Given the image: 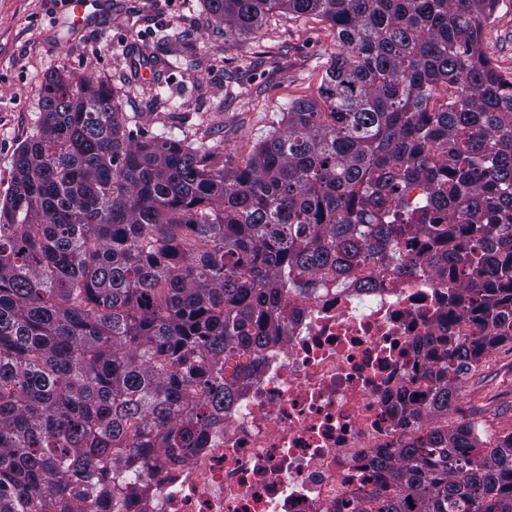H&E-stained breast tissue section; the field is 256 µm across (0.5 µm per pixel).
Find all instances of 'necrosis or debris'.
Returning <instances> with one entry per match:
<instances>
[{
    "label": "necrosis or debris",
    "mask_w": 512,
    "mask_h": 512,
    "mask_svg": "<svg viewBox=\"0 0 512 512\" xmlns=\"http://www.w3.org/2000/svg\"><path fill=\"white\" fill-rule=\"evenodd\" d=\"M339 280L289 289L288 323L235 383L197 448L138 460L117 512H376L388 482L379 453L419 426L448 428L431 402L446 337L481 324L462 309L463 278L437 272L421 234Z\"/></svg>",
    "instance_id": "1"
}]
</instances>
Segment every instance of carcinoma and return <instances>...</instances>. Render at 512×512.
<instances>
[{
	"label": "carcinoma",
	"instance_id": "1",
	"mask_svg": "<svg viewBox=\"0 0 512 512\" xmlns=\"http://www.w3.org/2000/svg\"><path fill=\"white\" fill-rule=\"evenodd\" d=\"M499 2L203 0L235 31L314 15L348 47L242 166L128 128L104 82L45 77L0 202V512H108L115 459L193 448L224 413L222 366L279 333L288 279L405 269L412 229L488 323L448 370L512 342V76L481 39ZM378 463L376 512H512V432L433 428Z\"/></svg>",
	"mask_w": 512,
	"mask_h": 512
}]
</instances>
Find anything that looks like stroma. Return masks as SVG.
Returning a JSON list of instances; mask_svg holds the SVG:
<instances>
[{
  "mask_svg": "<svg viewBox=\"0 0 512 512\" xmlns=\"http://www.w3.org/2000/svg\"><path fill=\"white\" fill-rule=\"evenodd\" d=\"M482 42L512 74V0H501ZM342 50L329 22L276 10L237 32L215 24L202 0H99L78 29L61 0H0V197L16 148L37 132L49 73L107 82L128 127L221 149L240 165L290 101L318 99ZM146 60L151 82L138 79ZM448 417L473 422L484 442L512 431V345L483 356Z\"/></svg>",
  "mask_w": 512,
  "mask_h": 512,
  "instance_id": "35a3bbf8",
  "label": "stroma"
}]
</instances>
